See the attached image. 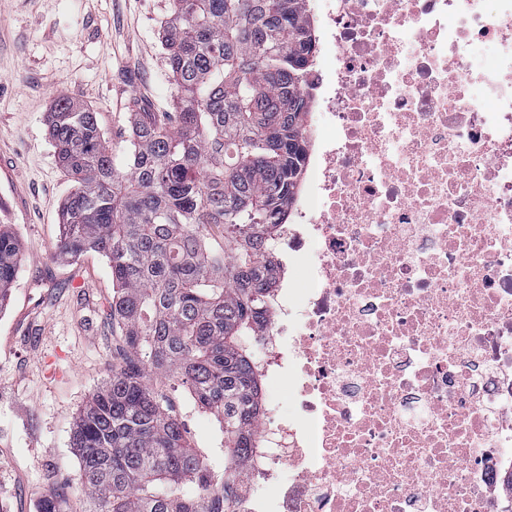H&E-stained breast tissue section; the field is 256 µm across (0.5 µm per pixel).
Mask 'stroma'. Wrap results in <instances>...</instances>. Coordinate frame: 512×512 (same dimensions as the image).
Instances as JSON below:
<instances>
[{"mask_svg":"<svg viewBox=\"0 0 512 512\" xmlns=\"http://www.w3.org/2000/svg\"><path fill=\"white\" fill-rule=\"evenodd\" d=\"M169 0H0V194L21 248L0 311V504L39 512L47 472L78 469L70 435L86 395L112 364V278L97 253L54 263L71 183L56 161L48 116L57 98L93 109L110 147L126 153L138 105L172 109L160 33ZM163 392L202 455L223 435L184 389Z\"/></svg>","mask_w":512,"mask_h":512,"instance_id":"35a3bbf8","label":"stroma"}]
</instances>
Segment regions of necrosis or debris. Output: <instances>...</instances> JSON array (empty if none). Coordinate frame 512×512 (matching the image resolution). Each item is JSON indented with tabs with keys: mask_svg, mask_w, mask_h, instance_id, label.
Wrapping results in <instances>:
<instances>
[{
	"mask_svg": "<svg viewBox=\"0 0 512 512\" xmlns=\"http://www.w3.org/2000/svg\"><path fill=\"white\" fill-rule=\"evenodd\" d=\"M238 512H512V0H319Z\"/></svg>",
	"mask_w": 512,
	"mask_h": 512,
	"instance_id": "obj_1",
	"label": "necrosis or debris"
}]
</instances>
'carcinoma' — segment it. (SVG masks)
Listing matches in <instances>:
<instances>
[{
  "instance_id": "obj_1",
  "label": "carcinoma",
  "mask_w": 512,
  "mask_h": 512,
  "mask_svg": "<svg viewBox=\"0 0 512 512\" xmlns=\"http://www.w3.org/2000/svg\"><path fill=\"white\" fill-rule=\"evenodd\" d=\"M303 0H170L163 28L177 112L131 115L112 152L97 112L59 98L49 136L72 187L53 258L103 256L116 344L107 381L71 435L76 475L50 474L41 512H237L236 482L261 417L244 337L276 287L271 244L298 188L314 32ZM21 261L0 224V311ZM212 414L224 447L204 458L160 383Z\"/></svg>"
}]
</instances>
